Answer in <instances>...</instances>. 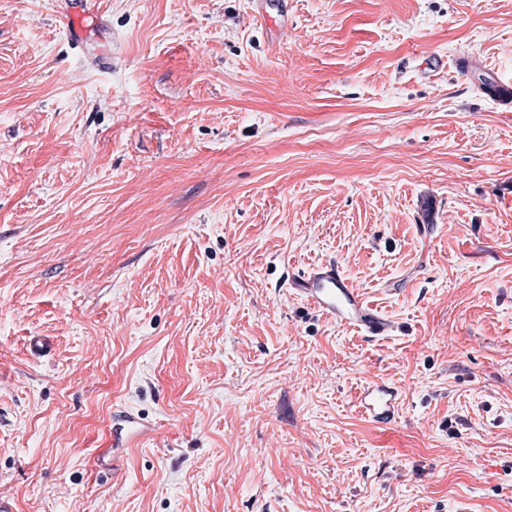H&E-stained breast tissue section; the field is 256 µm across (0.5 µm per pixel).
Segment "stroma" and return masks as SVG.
Listing matches in <instances>:
<instances>
[{"instance_id": "1", "label": "stroma", "mask_w": 512, "mask_h": 512, "mask_svg": "<svg viewBox=\"0 0 512 512\" xmlns=\"http://www.w3.org/2000/svg\"><path fill=\"white\" fill-rule=\"evenodd\" d=\"M66 7L0 0V496L512 512V0ZM326 263L388 337L289 290ZM119 408L155 434L102 452ZM71 7L65 15L67 32L70 38L77 44L81 41L84 33V22L91 17L95 7V0H68ZM398 400V390L387 382L381 381L362 389L358 397V406L368 418L387 424L395 417Z\"/></svg>"}]
</instances>
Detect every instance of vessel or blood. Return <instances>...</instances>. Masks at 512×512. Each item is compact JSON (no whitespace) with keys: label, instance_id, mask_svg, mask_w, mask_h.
<instances>
[{"label":"vessel or blood","instance_id":"vessel-or-blood-1","mask_svg":"<svg viewBox=\"0 0 512 512\" xmlns=\"http://www.w3.org/2000/svg\"><path fill=\"white\" fill-rule=\"evenodd\" d=\"M94 7L95 0H71L65 19L73 41L81 40L84 22L91 17ZM288 284L326 317L355 328L367 337H384L392 329L391 322L366 302L336 264L328 263L301 272L290 278ZM398 400V390L383 381L364 387L358 397V406L368 418L387 424L395 417ZM152 432V425L132 411L123 410L112 416L110 439L113 447H138Z\"/></svg>","mask_w":512,"mask_h":512}]
</instances>
